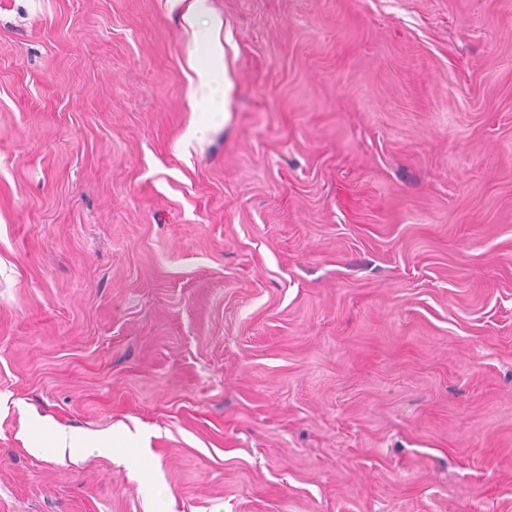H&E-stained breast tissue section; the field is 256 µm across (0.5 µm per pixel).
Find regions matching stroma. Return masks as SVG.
Segmentation results:
<instances>
[{
    "label": "stroma",
    "mask_w": 512,
    "mask_h": 512,
    "mask_svg": "<svg viewBox=\"0 0 512 512\" xmlns=\"http://www.w3.org/2000/svg\"><path fill=\"white\" fill-rule=\"evenodd\" d=\"M209 5L197 139L169 0H0V512H512V0ZM184 9L182 18L192 36L188 46L190 55L197 60L196 78L193 80V99L198 112H205L208 121L197 127V137L205 135L211 127L224 119V93L227 81L224 72V48L199 29L201 16L208 12L207 0H172ZM41 433H44L47 438L45 443H37L35 440V436ZM24 435L30 447L37 452L46 455L44 448H50L52 450L50 457L62 462L66 458L74 461L90 448H106L133 436L126 427L113 429L112 434L108 436H91L71 428L49 424L37 415L28 417Z\"/></svg>",
    "instance_id": "stroma-1"
}]
</instances>
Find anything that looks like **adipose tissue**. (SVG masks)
<instances>
[{
	"label": "adipose tissue",
	"mask_w": 512,
	"mask_h": 512,
	"mask_svg": "<svg viewBox=\"0 0 512 512\" xmlns=\"http://www.w3.org/2000/svg\"><path fill=\"white\" fill-rule=\"evenodd\" d=\"M174 5L183 9L182 18L192 36L188 43L191 56L197 60L193 81V99L197 111L207 113V124L196 128V136L205 135L210 125L224 118V95L227 81L224 72V48L216 40L209 38L199 29L202 15L208 11L207 0H172ZM45 434V443H36V451L50 449L53 459L76 460L88 449L106 448L118 441L129 439V429L119 427L113 429L108 436H91L83 432L53 425L39 416H29L24 435L27 440L34 441L38 434Z\"/></svg>",
	"instance_id": "1"
}]
</instances>
